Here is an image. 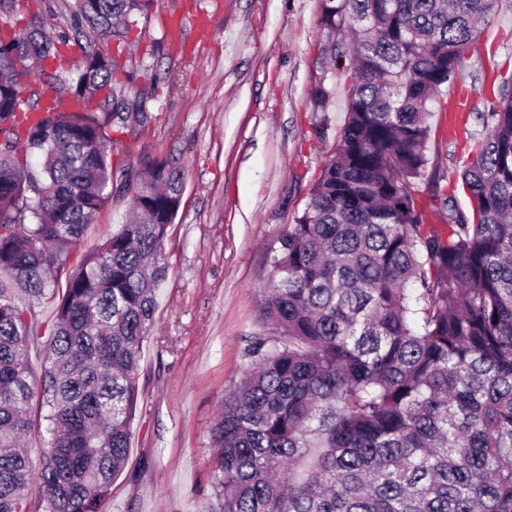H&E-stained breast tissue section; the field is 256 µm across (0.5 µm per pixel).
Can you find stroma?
<instances>
[{
	"instance_id": "stroma-1",
	"label": "stroma",
	"mask_w": 512,
	"mask_h": 512,
	"mask_svg": "<svg viewBox=\"0 0 512 512\" xmlns=\"http://www.w3.org/2000/svg\"><path fill=\"white\" fill-rule=\"evenodd\" d=\"M320 0H150L122 52L137 85L169 64L174 91L148 102L156 125L112 137L116 164L174 160L186 171L181 207L163 244L166 277L152 336L143 347L140 409L129 462L102 512H204L211 493V426L244 378L248 337L270 336L261 301L268 250L301 214L344 120L337 90L318 112L348 55L333 56ZM69 28L65 0H8L0 25ZM512 75V5L503 4L461 67L484 111L483 75ZM327 120L324 138L315 127ZM128 199L107 202L67 262L111 237Z\"/></svg>"
}]
</instances>
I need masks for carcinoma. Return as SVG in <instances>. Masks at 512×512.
<instances>
[{
  "label": "carcinoma",
  "instance_id": "obj_1",
  "mask_svg": "<svg viewBox=\"0 0 512 512\" xmlns=\"http://www.w3.org/2000/svg\"><path fill=\"white\" fill-rule=\"evenodd\" d=\"M504 0H320L350 41L347 106L302 214L269 251L249 370L212 427L205 512H512V77L448 171L429 108ZM149 0H74V36L0 29V512H101L128 463L160 255L185 171L117 167L110 132L152 120L131 71L71 41L125 42ZM78 107L21 111L30 64ZM135 216L59 275L112 199ZM30 303L20 305L15 295ZM56 303L45 366L32 302ZM47 422L38 459L27 438ZM309 457L305 472L294 464ZM37 491H32V487Z\"/></svg>",
  "mask_w": 512,
  "mask_h": 512
}]
</instances>
